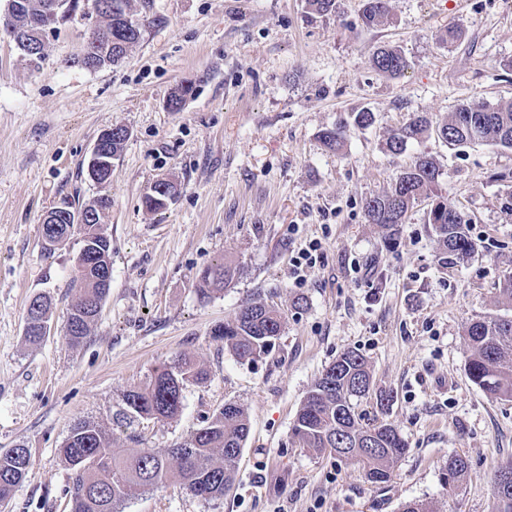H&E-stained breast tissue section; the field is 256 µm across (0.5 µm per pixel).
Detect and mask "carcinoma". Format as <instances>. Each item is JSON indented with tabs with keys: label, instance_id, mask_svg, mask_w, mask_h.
I'll return each instance as SVG.
<instances>
[{
	"label": "carcinoma",
	"instance_id": "1",
	"mask_svg": "<svg viewBox=\"0 0 512 512\" xmlns=\"http://www.w3.org/2000/svg\"><path fill=\"white\" fill-rule=\"evenodd\" d=\"M52 0H7L18 12L20 38L34 42L32 23H40L56 32L59 27L43 18ZM389 12V0H364L363 21L372 26ZM141 29L130 19L127 0H112V20H103L96 48H109L111 30ZM375 68L382 74L398 76L408 67L401 51L381 46L373 56ZM453 147L491 143L512 149V101L494 105L466 103L459 105L444 122L433 124L424 117H413L392 132L385 142L393 155L406 152L408 146L430 131ZM330 151L341 149L344 130L326 129L320 136ZM434 162L421 156L397 176L391 189L364 202L371 224H377L392 236L403 223L410 208L422 197L432 200L428 223L432 224L441 245L449 255L463 259L474 252L468 234L469 219L439 189ZM92 250L99 254V264L76 265L73 283L79 285L66 326V338L80 344L90 333L107 289L101 287L105 268L112 263L110 238L92 239ZM231 267L211 265L202 270L197 294L203 301L230 285ZM283 320L280 312L262 302L253 301L241 308L236 318L213 331V336L241 361L255 362L273 348L280 336ZM471 346L467 364L469 380L487 396L512 399V315H488L472 322L466 329ZM208 373L193 361L179 358L171 366L155 369L148 381L124 394V415L141 419H172L182 407L183 390L189 382H203ZM372 373L367 359L355 350L343 352L322 372L299 407L293 434L305 448L331 453L348 450L358 461L368 481L385 483L390 466L408 448L407 441L389 423H365L357 411L358 401L368 396ZM378 431L379 450L365 448L367 435ZM249 433L245 410L227 403L207 424L194 432L186 443L163 450L131 448L115 454L109 437L97 424L84 421L75 425L63 441L60 453L72 471L71 512H120L119 505L141 490L158 488L174 479L204 500L224 497L234 478L235 467ZM29 465L27 448L18 445L0 455V502L9 500L14 488L26 477ZM467 470L461 457L448 461L443 474L445 486L458 481ZM491 512H512V483L494 484Z\"/></svg>",
	"mask_w": 512,
	"mask_h": 512
}]
</instances>
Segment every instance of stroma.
<instances>
[{
	"mask_svg": "<svg viewBox=\"0 0 512 512\" xmlns=\"http://www.w3.org/2000/svg\"><path fill=\"white\" fill-rule=\"evenodd\" d=\"M142 34L118 64L73 65L87 20L49 36L33 68L0 30V453L29 452L25 479L0 512H69L70 471L59 448L79 421L109 434L115 452L173 448L224 404L246 409L250 431L236 477L207 501L172 483L136 494L122 512H490L496 471L512 462V400L489 398L467 376L466 326L496 313L512 273V149L448 146L436 134L401 155L391 130L411 117L447 119L463 102L512 100V0H389L368 27L362 0H336L312 15L305 0H129ZM460 41L441 43L447 29ZM397 47L403 76L373 65ZM181 86L192 92L168 106ZM374 122L357 126V112ZM344 128L332 152L320 134ZM129 135L107 184L87 161L98 135ZM420 154L431 157L448 200L471 221L474 253L453 260L427 222L429 200L409 210L395 236L368 223L363 204L390 189ZM165 178L176 192L150 211L142 198ZM112 205V282L89 336L65 339L76 296L80 236L45 251L41 224L64 200ZM322 261L303 282L290 259L309 241ZM367 274L354 278L352 260ZM236 269L208 301L201 270ZM50 296L52 332L24 339L30 301ZM276 307L283 331L257 362L239 361L215 338L255 300ZM363 354L373 389L358 410L394 425L409 448L387 482L360 464L302 447L292 428L322 371L345 351ZM185 355L209 378L187 384L180 414L116 425L123 395ZM389 395L381 403V395ZM468 463L453 488L450 458Z\"/></svg>",
	"mask_w": 512,
	"mask_h": 512,
	"instance_id": "35a3bbf8",
	"label": "stroma"
}]
</instances>
